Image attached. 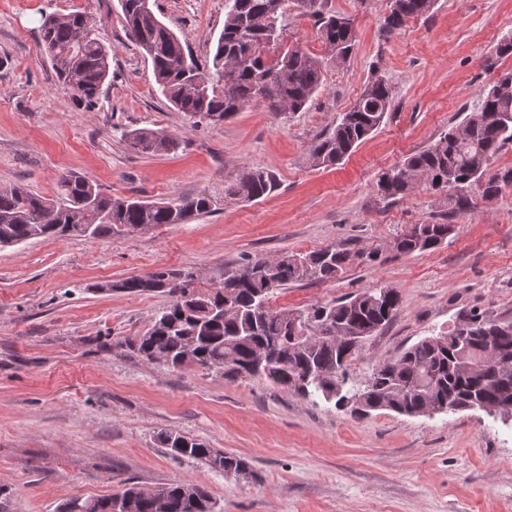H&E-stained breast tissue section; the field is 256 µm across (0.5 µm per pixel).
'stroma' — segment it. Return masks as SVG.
<instances>
[{
  "label": "stroma",
  "mask_w": 512,
  "mask_h": 512,
  "mask_svg": "<svg viewBox=\"0 0 512 512\" xmlns=\"http://www.w3.org/2000/svg\"><path fill=\"white\" fill-rule=\"evenodd\" d=\"M349 18L355 48L327 62L302 112L253 104L220 124L193 123L161 94L132 42L118 0H0V186L53 197L66 171L103 193L157 201L206 193L217 209L186 224L122 237L38 239L0 248V487L11 512H57L133 483L209 491L214 512H512V418L480 410L363 418L294 394L270 379L232 381L190 363H148L124 345L143 334L168 298L105 291V283L158 270L221 283L245 256L304 253L344 244L336 279L300 281L269 304L295 312L371 286L398 291L391 324L347 369L360 386L379 361L446 332L470 309L512 320V189L470 209L445 244L402 254L395 234L441 220L448 189L421 185L384 199L380 176L476 111L512 56V0H436L430 13L384 27L387 0H328ZM82 11L112 49L111 73L93 103L58 82L38 48L41 15ZM154 10L209 67L224 28V0H154ZM384 76L389 111L376 131L328 168L308 162L367 83ZM133 129L166 132L176 151L146 154ZM245 167L272 172L277 189L231 200L224 184ZM170 431L246 457L247 476L224 473L159 442Z\"/></svg>",
  "instance_id": "1"
}]
</instances>
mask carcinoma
Listing matches in <instances>:
<instances>
[{
  "label": "carcinoma",
  "mask_w": 512,
  "mask_h": 512,
  "mask_svg": "<svg viewBox=\"0 0 512 512\" xmlns=\"http://www.w3.org/2000/svg\"><path fill=\"white\" fill-rule=\"evenodd\" d=\"M326 0H305L303 14L315 19L318 39L330 59L345 63L355 46L349 19L325 8ZM128 36L151 62L162 95L191 120L212 124L232 118L245 106L264 103L272 112H303L323 82V60L300 46L284 42L288 0H224V29L204 69L186 52L180 38L155 14L150 0H119ZM435 0H389L385 25L429 13ZM39 43L59 82L89 102L110 74L111 48L84 12L42 17ZM392 90L382 75L370 80L356 104L336 115L331 132L309 151L313 167L342 161L383 122ZM131 147L164 153L177 146L162 131L134 129L125 133ZM512 144V69L501 72L482 92L477 111L442 133L431 146L404 158L382 174L378 187L386 199H402L421 184L451 187L448 220L411 224L393 240L403 254L426 252L445 243L456 231L451 219L468 211L466 189L482 187L487 199L512 187V169L491 178L493 158ZM278 187L276 177L260 168H243L224 196L253 201ZM217 201L206 193L147 202L134 196L104 195L88 178L72 171L57 181L53 198L22 184L0 188V247L40 238H110L146 226L187 224L214 211ZM351 253L340 244L307 253L247 257L224 268V281L197 285L194 273L157 271L102 286L104 291L164 294L168 304L142 335L125 345L149 363L180 368L195 363L239 377L280 380L291 385L301 376L306 386L293 391L319 396L363 417L388 410L419 417L425 408L453 398L502 402L512 400V321L475 309L458 315L447 333L427 336L396 357L379 362L361 388L344 389L346 367L363 344L394 319L399 292L388 286L362 290L341 301L314 304L296 313L276 311L274 291L299 281L336 278ZM275 357L266 374L249 365L256 356ZM162 442L174 453L208 464L229 476L251 474L249 462L232 452L209 448L180 434L166 433ZM207 490L167 483L145 490L128 487L96 499L73 498L59 512H213Z\"/></svg>",
  "instance_id": "carcinoma-1"
}]
</instances>
